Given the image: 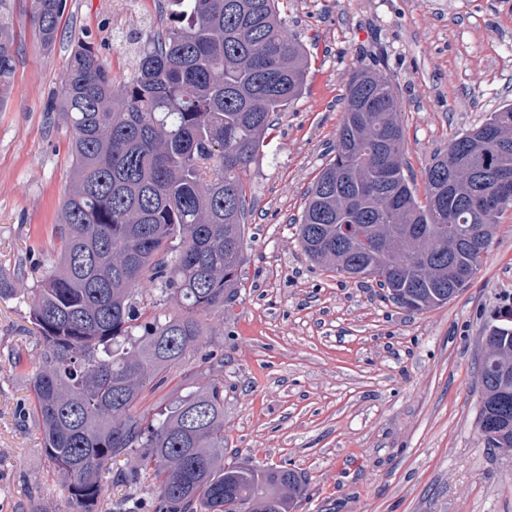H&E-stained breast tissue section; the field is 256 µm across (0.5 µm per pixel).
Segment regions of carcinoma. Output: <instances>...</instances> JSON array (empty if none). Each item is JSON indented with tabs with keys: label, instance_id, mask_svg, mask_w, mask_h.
<instances>
[{
	"label": "carcinoma",
	"instance_id": "1",
	"mask_svg": "<svg viewBox=\"0 0 512 512\" xmlns=\"http://www.w3.org/2000/svg\"><path fill=\"white\" fill-rule=\"evenodd\" d=\"M0 0V105L18 53L13 3ZM279 0H163L166 24L117 84L93 43L80 41L58 111L71 130L76 177L55 231L58 262L22 288L0 277V298L20 299L40 349L27 376L43 453L71 512H99L102 472L154 480V512H293L296 471L224 460V353L204 318L224 320L246 263L250 209L242 175L260 157L271 117L305 87L309 56L287 30ZM66 0H34L44 48L55 43ZM405 132L390 77L360 68L343 96L333 157L308 191L297 225L303 252L342 275L353 261L410 311L448 302L458 273L480 266L465 240H493L458 159L488 175L512 170V104L448 143L424 169V200L404 174ZM348 181L336 188V171ZM174 301L179 312L166 305ZM482 396L503 429L491 448L512 449V320L491 332ZM181 370L196 385L140 409L146 384Z\"/></svg>",
	"mask_w": 512,
	"mask_h": 512
}]
</instances>
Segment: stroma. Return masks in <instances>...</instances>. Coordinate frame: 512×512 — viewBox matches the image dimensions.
Here are the masks:
<instances>
[{
	"mask_svg": "<svg viewBox=\"0 0 512 512\" xmlns=\"http://www.w3.org/2000/svg\"><path fill=\"white\" fill-rule=\"evenodd\" d=\"M30 0H16L18 54L0 109V271L42 277L74 177L61 76L87 38L126 80L158 22V0H67L45 49ZM310 52L305 93L274 122L246 173L253 213L224 348V457L305 478L295 512H512V453L478 424V358L493 313L512 307V209L476 274L448 304L412 313L375 283L327 271L301 250L296 221L333 156L354 70L382 55L400 101L405 175L512 103V0H284ZM39 350L26 307L0 299V512H66L32 421L21 372ZM21 358L15 370L12 358Z\"/></svg>",
	"mask_w": 512,
	"mask_h": 512,
	"instance_id": "1",
	"label": "stroma"
}]
</instances>
